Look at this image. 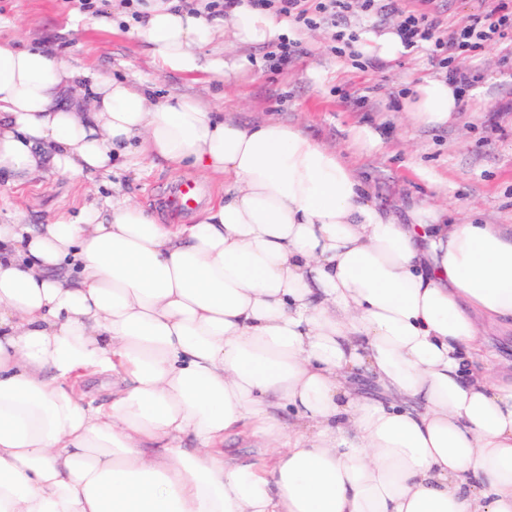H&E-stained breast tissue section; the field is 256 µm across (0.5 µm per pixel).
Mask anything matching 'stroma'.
Listing matches in <instances>:
<instances>
[{"label":"stroma","instance_id":"obj_1","mask_svg":"<svg viewBox=\"0 0 512 512\" xmlns=\"http://www.w3.org/2000/svg\"><path fill=\"white\" fill-rule=\"evenodd\" d=\"M91 2L83 11L74 0H0V44H49L68 65L151 86L160 98L188 95L242 122L275 119L299 126L336 149L381 205L395 209L433 199L447 205L459 222L512 225V70L501 64L512 45L463 58V65L477 72L478 82L466 90L462 109L448 124L425 126L396 111L394 103L423 77L435 74L426 49L385 64L352 57L353 37L383 25L360 8H352L338 26L300 28L296 36L307 54L281 68L265 61V47H243V54L257 64L243 81L228 86L207 72L160 73L144 42L132 33L136 0ZM400 5L441 13L461 26L485 10L483 0H400ZM105 14L113 21L112 30L96 26ZM340 30L350 37L342 45L335 38ZM363 127L377 137L364 150L355 143ZM180 180L195 181L209 201L224 193L223 183L146 160L106 175L40 177L23 188L1 179L0 224L76 217L83 207L115 195L130 196L168 224L172 209L164 195Z\"/></svg>","mask_w":512,"mask_h":512}]
</instances>
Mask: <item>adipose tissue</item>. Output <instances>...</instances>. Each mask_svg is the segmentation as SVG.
Segmentation results:
<instances>
[{
  "label": "adipose tissue",
  "mask_w": 512,
  "mask_h": 512,
  "mask_svg": "<svg viewBox=\"0 0 512 512\" xmlns=\"http://www.w3.org/2000/svg\"><path fill=\"white\" fill-rule=\"evenodd\" d=\"M141 11L161 71L228 85L254 67L239 47L290 34L249 0L220 25L179 0ZM356 50L407 52L392 27ZM459 106L436 76L402 110L443 125ZM128 156L223 181L224 198L190 224L127 196L0 224V512H512V376L485 335L512 330V226L427 202L397 215L299 126L0 45L13 186ZM88 369L104 406L66 384ZM240 433L262 459L225 458Z\"/></svg>",
  "instance_id": "adipose-tissue-1"
}]
</instances>
